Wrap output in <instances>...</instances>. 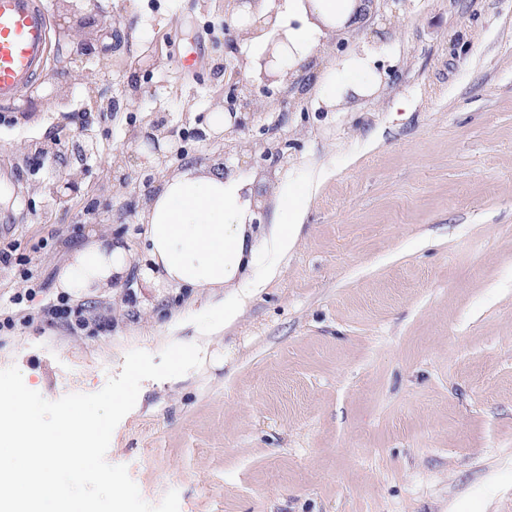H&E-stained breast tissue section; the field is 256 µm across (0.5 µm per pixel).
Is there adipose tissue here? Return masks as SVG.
Returning a JSON list of instances; mask_svg holds the SVG:
<instances>
[{
  "mask_svg": "<svg viewBox=\"0 0 512 512\" xmlns=\"http://www.w3.org/2000/svg\"><path fill=\"white\" fill-rule=\"evenodd\" d=\"M365 13L364 0H240L234 19L243 50L257 60L271 54L268 69L296 77L318 70L326 46L364 24ZM383 51L375 38L319 70L317 104L334 112L378 95ZM311 191L307 181L280 196L269 218L275 250L295 242ZM258 206L252 179L186 163L145 195L136 238L90 231L70 249L56 286L77 297L134 277L148 288L252 287L244 272L255 256Z\"/></svg>",
  "mask_w": 512,
  "mask_h": 512,
  "instance_id": "1",
  "label": "adipose tissue"
}]
</instances>
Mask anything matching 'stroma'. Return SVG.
<instances>
[{
  "mask_svg": "<svg viewBox=\"0 0 512 512\" xmlns=\"http://www.w3.org/2000/svg\"><path fill=\"white\" fill-rule=\"evenodd\" d=\"M51 29L80 17L96 48L70 69L53 43L44 78L0 102V369L46 399L95 393L128 351L159 356L173 317L203 364L147 380L106 459L142 498L179 512H512V0H391L345 45L375 36L388 73L375 98L317 109L273 82L230 137L205 116L245 55L227 48L237 0H40ZM199 50L195 65L181 64ZM153 67L131 74V58ZM175 140L144 162L139 131ZM276 144L279 157L262 159ZM256 178L255 293L213 336L206 294L115 288L81 300L54 286L87 231L134 234L142 197L186 159ZM326 172L300 236L271 264L273 193ZM72 182L67 202L53 189ZM26 257L28 266L17 265ZM78 304L111 329L42 310Z\"/></svg>",
  "mask_w": 512,
  "mask_h": 512,
  "instance_id": "obj_1",
  "label": "stroma"
}]
</instances>
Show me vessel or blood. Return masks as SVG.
I'll use <instances>...</instances> for the list:
<instances>
[{"mask_svg": "<svg viewBox=\"0 0 512 512\" xmlns=\"http://www.w3.org/2000/svg\"><path fill=\"white\" fill-rule=\"evenodd\" d=\"M51 50L39 0H0V101L18 95L43 73Z\"/></svg>", "mask_w": 512, "mask_h": 512, "instance_id": "obj_1", "label": "vessel or blood"}]
</instances>
